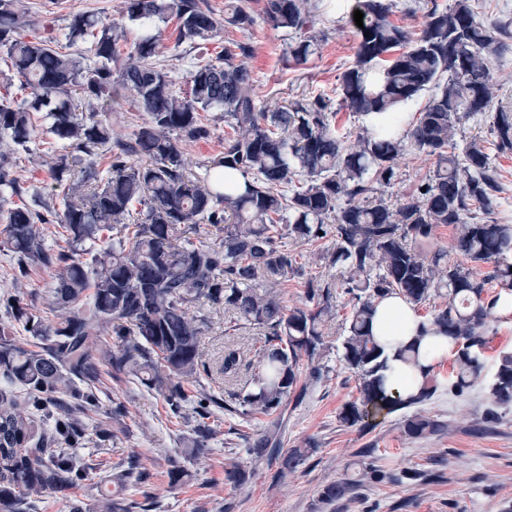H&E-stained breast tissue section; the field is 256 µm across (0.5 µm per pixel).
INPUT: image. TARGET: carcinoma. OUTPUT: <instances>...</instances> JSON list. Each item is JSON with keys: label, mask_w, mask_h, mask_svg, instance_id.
Returning <instances> with one entry per match:
<instances>
[{"label": "carcinoma", "mask_w": 512, "mask_h": 512, "mask_svg": "<svg viewBox=\"0 0 512 512\" xmlns=\"http://www.w3.org/2000/svg\"><path fill=\"white\" fill-rule=\"evenodd\" d=\"M250 2L228 0L220 16L204 0H125L128 19L141 29L130 43L126 31L78 14L64 39L93 38L95 61L87 65L54 40L25 39L29 19L21 0H0V50L32 90L29 101L0 103V201L12 202L0 219L17 259L14 280L32 267L49 270L53 279L51 320L19 295L6 299L34 343L20 344L0 326V512H25L31 499L76 489L98 498L91 507L74 501L71 512H118L102 488L145 477L134 455L109 477L103 462L75 454L87 440L86 419L99 408L103 367L140 379L175 413L189 403L201 420L213 404L242 418L281 415L292 394L321 378L324 327L342 294L352 306L342 360L359 381L358 397L338 414L342 426L364 432L378 417L421 406L444 388L460 394L484 380L493 405L512 404V353L497 356L490 377L486 364V333L500 298L486 286L494 281L512 292V224L470 221L474 204L492 212L501 187L481 139L456 152L462 121L492 108L489 54L512 38L509 26L480 21L471 0H452L431 8L411 32L392 20L394 0H351L346 19L356 37L355 59L339 77V91L350 114L376 118L352 133L342 131L321 97L257 110L244 64L251 51L243 42L224 49L222 64L194 66L188 91H174L156 62L159 23L176 20L178 40L200 46L225 23L251 28ZM356 10L364 14L361 28ZM263 14L272 27L296 35L288 57L306 63L320 41L310 0H265ZM431 86L437 92L405 126L402 109ZM77 95L101 111L132 97L145 117L115 140L108 126L79 114ZM41 111L47 125L40 128L33 113ZM211 111L224 114L233 136L200 180L187 174L180 142L206 137L200 113ZM492 131L499 149H512V110L497 108ZM44 134L61 150H48L54 185L67 184L59 212L49 202L52 189L32 191L13 171L14 154L30 151ZM104 148L110 159L101 170L94 158ZM411 148L434 157L435 168L393 205L385 188ZM54 218L64 229V247L47 243L44 225ZM192 224L224 232L222 245L192 241ZM441 224L453 226L454 248L464 260L495 263L488 278L448 264L447 252L434 248ZM328 236L333 244L320 259L348 276L307 280L305 303L287 307L283 288L303 272L281 240ZM389 295L415 306L442 300L428 318L441 339L422 344L423 329L408 340L374 335L377 306ZM192 301L224 306L232 315L225 335L244 324L257 336L225 342L224 358L211 366L201 350L209 317L189 314ZM445 343L452 356L446 379L425 364ZM388 346L395 347V366L385 356ZM203 372L223 377L224 395L185 390L182 381ZM396 382L415 391L397 395ZM402 429L424 440L444 433L448 423L415 412ZM311 452L284 454L279 477L296 472ZM392 479L369 463L359 477L325 485L319 497L332 506L368 483ZM243 480L237 461L224 463L225 483Z\"/></svg>", "instance_id": "1"}]
</instances>
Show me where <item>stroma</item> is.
Listing matches in <instances>:
<instances>
[{
  "label": "stroma",
  "mask_w": 512,
  "mask_h": 512,
  "mask_svg": "<svg viewBox=\"0 0 512 512\" xmlns=\"http://www.w3.org/2000/svg\"><path fill=\"white\" fill-rule=\"evenodd\" d=\"M33 23L31 35L56 38L71 19L91 13L105 23L126 29L136 37L138 29L129 21L124 0H23ZM315 29L324 39L318 53L304 65L287 61L292 36L273 28L261 17L263 0H254L258 17L252 29L224 30L209 46L210 59L223 55L225 46L247 40L253 54L246 64L254 82L258 109L268 110L289 100L324 97L337 110L346 127L358 130L361 118L350 116L339 107L340 74L355 57L356 40L336 0H311ZM197 61L190 42H177L176 23L163 26L158 56L174 81L176 92L187 89V73ZM207 138L183 142L190 172L205 176L206 165L224 152L229 132L219 113L202 115ZM493 115L482 112L463 120L457 135L459 143L472 137L484 140L497 168L503 191L492 215L473 208L478 221L492 219L512 224V151L498 148L491 132ZM434 157L416 150L399 161L398 178L385 190L391 202L411 194L416 185L432 173ZM284 245L302 265L306 276L341 279L343 270L325 266L318 255L331 245L330 239L315 242L285 240ZM14 255L0 233V296L21 290L38 310H45L52 275L46 270L32 271L28 279L14 283L11 271ZM350 312L347 301H340L337 318L327 323L328 348L322 363L323 377L308 384L299 400L290 401L278 419L252 421L215 410L210 419L216 433L205 451L195 447L197 419L190 408L172 414L162 396L148 390L136 378L103 369L99 385L101 408L88 420L90 426L106 428L114 446L110 461L136 453L149 477L141 483L112 488L114 499L128 512H325L319 504L322 487L340 477L358 473L363 449H371V462L377 468L398 472H424V479L404 483H379L361 496L345 501L335 512H504L512 506V405L500 407L497 421L485 426L490 400L483 386L463 394L439 392L423 406L424 412L447 421L445 433L427 440L408 439L402 431L403 412L379 419L377 426L360 432L340 425L338 412L357 395V378L341 358V320ZM274 432L276 448L285 453L293 448L309 449L303 466L287 479H279L277 461L254 460L248 451L247 437ZM241 462L245 480L233 486L224 481V461ZM181 466L184 476L172 481L169 472Z\"/></svg>",
  "instance_id": "35a3bbf8"
}]
</instances>
